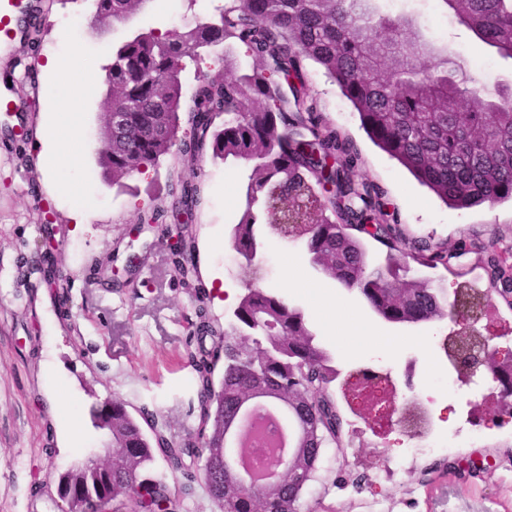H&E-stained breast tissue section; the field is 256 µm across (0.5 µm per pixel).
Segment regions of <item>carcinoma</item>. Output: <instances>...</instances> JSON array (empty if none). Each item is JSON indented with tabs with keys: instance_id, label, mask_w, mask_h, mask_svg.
Wrapping results in <instances>:
<instances>
[{
	"instance_id": "carcinoma-1",
	"label": "carcinoma",
	"mask_w": 512,
	"mask_h": 512,
	"mask_svg": "<svg viewBox=\"0 0 512 512\" xmlns=\"http://www.w3.org/2000/svg\"><path fill=\"white\" fill-rule=\"evenodd\" d=\"M151 0H96L95 33L103 36ZM479 40L512 59V0H440ZM224 45V103L197 100L184 92V60L199 50ZM310 60L336 81L359 115L362 128L383 150L410 170L445 202L458 208L512 200V85L484 94L467 89L465 68L451 55L427 44L413 18L378 13L374 0H233L219 9V22H199L172 35L138 33L112 50L104 66L108 110L125 115L112 129V150L98 156L103 173L118 188L124 179L158 164L173 152L193 161L209 149L243 172V208L230 232L236 251L256 249L266 237L267 220L299 222L312 268L349 291L391 323L418 324L448 316V303L414 276L394 283L392 255L374 264L362 223L373 222L370 238L420 266L448 267L447 248L409 240L396 224H385L377 184L354 178L360 154L353 142L328 126L304 83L302 62ZM215 112L209 138L178 143L179 113ZM336 184L350 203L349 214L300 211L294 193L314 190L322 177ZM170 207L155 220L193 210L197 187L186 181L170 189ZM275 330L266 334L257 315ZM196 372L200 428L208 461L203 480L223 512H292L298 478L283 471V492L229 495L224 492L222 431L243 423L239 403L255 387L276 390L294 408L288 426L312 428L307 453H322L342 432L343 419L330 387L337 371L317 340L305 313L284 297L250 284L224 330L223 350L189 355ZM149 410L133 416L112 404V500L130 512L146 507L128 496L138 482L147 492L160 484L150 474L159 450L144 425Z\"/></svg>"
}]
</instances>
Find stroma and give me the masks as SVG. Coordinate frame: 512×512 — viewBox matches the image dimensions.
<instances>
[{"label":"stroma","mask_w":512,"mask_h":512,"mask_svg":"<svg viewBox=\"0 0 512 512\" xmlns=\"http://www.w3.org/2000/svg\"><path fill=\"white\" fill-rule=\"evenodd\" d=\"M226 0H152L149 8L116 26L107 38L93 32L81 0H29L45 22L39 39L14 40L0 52V91L23 98L25 111L0 112V512H59L57 474L83 460L99 434L92 406L112 399L129 412L151 410L167 437H194L199 426L195 374L185 361L197 347L201 320L227 326L234 308L203 278L183 279L163 241L168 225L150 223L168 205L178 177L197 184L200 205L188 228L198 265L215 283L243 293L248 279L225 242L241 213L242 171L203 153L183 165L173 155L136 174L126 189L113 187L97 158L104 121V91L71 101L72 82L98 77L113 46L151 29L181 31L216 18ZM381 14L416 17L424 38L465 61L473 87L491 90L512 81V59L491 52L449 16L438 0H376ZM79 49V69L53 85L39 66ZM308 88L327 120L357 145L366 179L387 192L389 212L412 239L452 245L490 237L512 243V202L459 209L444 203L396 159L375 145L337 83L315 63L306 66ZM55 101L62 119L79 118L78 164L62 191L46 188L40 160L43 112ZM85 209L75 224L72 208ZM53 230L57 248L46 261L42 239ZM262 287L303 309L339 372L334 397L358 367L387 374L401 399L428 400L437 433L448 445L418 454L420 437L401 431L376 435L360 409L342 407L345 447L325 448L302 496L304 512H512V418L498 417L496 396L484 379L462 383L446 353L450 321L394 324L372 312L357 292L339 289L343 307L331 313L301 284L289 283L286 261L304 256L300 242L271 234L262 250ZM54 264L67 307H59L45 281ZM411 267V266H410ZM445 298L467 289L479 268L457 272L412 266ZM377 328L395 347L371 342ZM480 421L461 434L465 409ZM153 476L164 482L179 512H220L207 495L198 466L171 472L156 459Z\"/></svg>","instance_id":"1"}]
</instances>
